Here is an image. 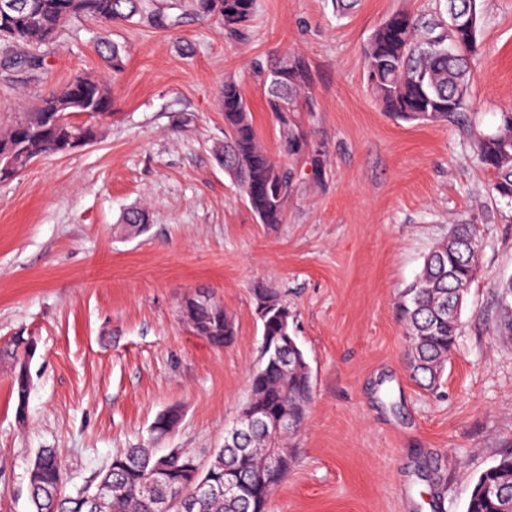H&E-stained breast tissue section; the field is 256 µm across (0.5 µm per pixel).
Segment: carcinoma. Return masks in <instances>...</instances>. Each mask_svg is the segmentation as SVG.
<instances>
[{"mask_svg": "<svg viewBox=\"0 0 512 512\" xmlns=\"http://www.w3.org/2000/svg\"><path fill=\"white\" fill-rule=\"evenodd\" d=\"M20 12L0 15V57L39 67L50 46L73 19L101 26L97 50L112 74L124 69L121 47L108 37V27L125 23L157 32H180L188 16L214 20L230 35L241 36L252 21L256 0H20ZM472 16L459 28L453 20ZM481 0H444V11L433 15L398 9L375 29L364 48L365 78L370 93L389 115L409 122H463L470 108L471 60L478 54ZM266 102L278 131L280 153L275 159L261 144L251 107L240 84L224 80L220 104L224 111V143L215 149L217 161L239 188L259 223L285 221L290 198L301 172L298 161L310 154L309 133L301 114L308 111L311 74L304 59L288 54L263 73ZM112 113V95L96 76L73 78L60 91L42 98L28 112L0 125V181L15 178L33 161L68 152L80 135L96 140L100 119ZM86 115L77 122L74 117ZM470 148L479 165L493 175L491 193L512 202V110L499 113L494 131L467 128ZM122 223L141 232L149 213L127 208ZM482 242L473 224H452L448 236L424 258L415 280L400 294L396 308L408 340L407 356L414 380L434 389L462 333V310L468 289L479 271ZM499 336L512 341V276L497 284ZM255 298L268 307L261 319V360L250 376L248 399L241 413L252 411L288 419V430L274 434L255 423L240 434H227L209 464L201 466L188 452L165 457L148 448L115 453L99 475L105 486L96 512H158L157 499L189 502L184 512H268L275 487L293 463L285 437L304 424L313 385L306 355L293 334V315L275 293L259 288ZM183 320L215 345L236 335L234 323L217 303L187 298L180 306ZM16 415H25L30 391L28 374L19 367L12 381ZM180 420L174 406L159 413L152 432L164 436ZM242 481L238 495L192 496L201 484H222L224 474ZM155 482V495L143 486ZM64 473L51 448L37 451L29 471L32 512H91L82 489L63 492ZM497 492L489 493L487 489ZM466 512H512V451L484 470L471 491Z\"/></svg>", "mask_w": 512, "mask_h": 512, "instance_id": "obj_1", "label": "carcinoma"}]
</instances>
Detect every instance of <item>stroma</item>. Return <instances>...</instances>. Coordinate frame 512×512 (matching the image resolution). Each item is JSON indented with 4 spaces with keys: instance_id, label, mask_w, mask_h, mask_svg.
I'll return each instance as SVG.
<instances>
[{
    "instance_id": "stroma-1",
    "label": "stroma",
    "mask_w": 512,
    "mask_h": 512,
    "mask_svg": "<svg viewBox=\"0 0 512 512\" xmlns=\"http://www.w3.org/2000/svg\"><path fill=\"white\" fill-rule=\"evenodd\" d=\"M436 5L358 0L340 17L331 0H257L242 40L195 20L175 36L110 26L125 68L98 139L0 182V348L22 335L35 344L24 417L11 391L18 365L0 357V512H28L41 448L59 451L69 492L126 448H183L209 462L260 358L259 286L291 309L313 379L270 512H465L478 476L512 449V343L496 335L512 205L491 195L466 135L470 123L493 131L512 108V0L483 2L465 123L394 120L366 87L364 48L391 12ZM98 30L71 21L40 69L0 77V122L75 76L109 77ZM290 52L312 70L305 122L322 175L296 185L285 223L271 227L213 148L232 77L277 152L255 66ZM134 204L150 214L137 235L120 222ZM456 222L476 226L481 270L454 354L426 391L409 376L395 302ZM196 293L232 317L230 344L183 322L178 304ZM173 405L180 423L154 435Z\"/></svg>"
}]
</instances>
